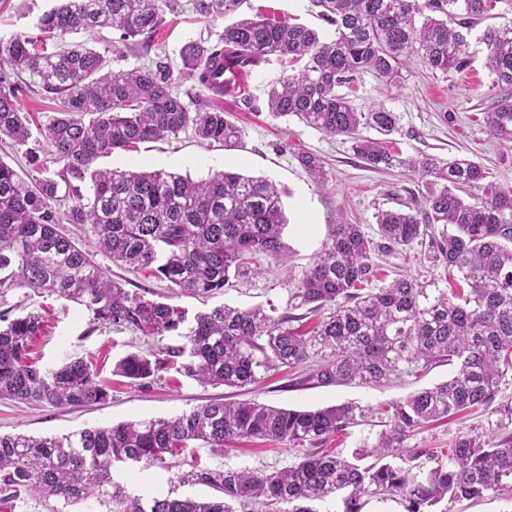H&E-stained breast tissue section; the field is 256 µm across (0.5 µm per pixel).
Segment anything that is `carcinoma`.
<instances>
[{
  "mask_svg": "<svg viewBox=\"0 0 512 512\" xmlns=\"http://www.w3.org/2000/svg\"><path fill=\"white\" fill-rule=\"evenodd\" d=\"M247 0H192L196 15L214 22L239 14ZM317 17L334 28L326 40L303 23L243 17L224 25L215 43L181 51L184 75L210 94L199 107L174 91L172 71L158 58L133 68L110 67L107 55L84 44L56 49L51 42L83 31L112 30L119 43L142 55L164 23L172 0H57L39 15L35 32L0 42V140L25 148L29 174L21 177L0 158V297L16 290L74 302L93 323L146 337L183 342L120 358L113 373L132 383L175 371L202 384L246 388L260 368L310 366L306 384L376 385L401 381L433 363L456 365L448 381L390 406L375 444L342 458L321 445L364 416L350 403L296 410L255 400L214 402L174 417L86 427L60 436L0 435V507L9 512H317L313 503L342 496V512H361L365 497L397 496L407 512H448L446 500H473L512 492V405H494L512 379V186L490 179L481 164L392 150L399 115L378 107L361 112L339 89L370 73L400 76L417 56L433 72L468 71L476 53L495 76V101L485 113L490 134L512 148V0H311ZM487 19L497 25L478 35ZM276 56L297 73L267 91L266 107L330 136H343L374 169L401 167L421 180V198L380 210L381 241L359 224L334 225L293 295L294 308L327 312L309 332L296 317L260 306L226 304L189 310L150 299L113 280L89 253L60 231L82 224L96 250L113 263L197 296L221 293L230 278L258 274L256 255L288 260L283 241L285 191L263 177L223 171L206 180L165 170L119 171L97 161L138 142L162 140L191 128L202 141L234 148L238 126L217 102L224 71L247 74ZM55 96L59 109L31 128L17 82ZM372 129L373 138L362 135ZM317 181L324 160L298 156ZM58 169L47 175L46 164ZM429 239L430 261L454 287L401 275L365 290L375 277L373 255ZM42 328L34 314L0 327V397L53 407L99 403L108 391L93 361L74 358L54 369L31 359ZM494 407L496 435L464 433L437 455L409 450L424 425ZM311 444L298 462L272 472L192 470L182 481L202 483L207 499L172 495L143 499L113 479L117 467L166 464V456L202 442L224 449L232 440ZM375 458L370 465L363 464Z\"/></svg>",
  "mask_w": 512,
  "mask_h": 512,
  "instance_id": "carcinoma-1",
  "label": "carcinoma"
}]
</instances>
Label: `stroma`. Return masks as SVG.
Returning a JSON list of instances; mask_svg holds the SVG:
<instances>
[{
	"instance_id": "stroma-1",
	"label": "stroma",
	"mask_w": 512,
	"mask_h": 512,
	"mask_svg": "<svg viewBox=\"0 0 512 512\" xmlns=\"http://www.w3.org/2000/svg\"><path fill=\"white\" fill-rule=\"evenodd\" d=\"M51 6L52 0H0V39L32 31L36 18ZM243 14L279 21L296 18L324 35L333 33L312 11L310 0H248ZM223 27L220 20L213 23L200 20L190 0H179L175 10L165 11L164 24L153 37V51L167 59L179 90L191 86L182 74L183 46L215 41ZM285 73L280 60L270 59L252 73L241 76L239 95L224 98L225 111L230 112L241 130L239 147L227 149L218 143L203 142L188 130L168 140L139 143L130 151H115L110 157L100 159L99 165L119 171L162 169L187 174L196 180L225 169L272 180L287 192L283 202L288 219L284 241L291 250L288 267L260 258L259 275L205 301L95 255V262L108 269L111 278L126 288L145 292L150 298L170 297L173 304L192 312L226 303L241 308L272 305L279 312L287 313L298 283L312 266L338 218L361 225L366 234L374 237L378 234L375 218L378 210L408 204L420 197L423 191L420 182L400 168L377 170L367 166L354 155L346 137L329 136L296 118L276 117L268 110L252 111L243 105L241 98L245 95L263 100L268 86ZM401 75L400 83L394 85L364 75L353 84L349 96L358 110L368 112L383 106L399 114L400 130L395 139L404 156L470 158L488 168L495 181L512 185V151L500 146L483 122L484 112L493 103V77L482 62H475L467 74L447 77L430 71L415 57ZM304 151L323 158L327 173L324 184H317L300 165L298 155ZM425 252L424 246L415 244L377 257L381 283L390 282L400 272L431 278L434 270ZM30 312L42 315L44 320V328L32 346L38 365L53 369L73 357L92 359L98 381L108 390L109 397L105 402L82 407L39 406L0 399L1 435H62L84 427L109 426L132 419L171 417L212 401L253 399L297 410L353 403L367 410V418L348 426L332 442L337 453L348 457L355 449L376 442L381 431L380 415L388 404L444 382L454 371L453 366L442 363L400 383L313 387L301 384L299 374L273 366L260 371L258 383L245 389L205 385L172 371L139 385L113 375V365L126 354L147 351L154 346V339L94 324L82 306L61 298L18 291L0 299V315L14 318ZM494 420V414L489 411L472 412L421 430L407 445L444 450L463 432H492ZM298 459L297 448L285 442L239 440L228 443L221 451L198 442L168 457L165 467L139 466L120 471L116 479L128 493L144 498L168 492L207 498L213 494L211 488L181 480L192 467L271 472Z\"/></svg>"
}]
</instances>
